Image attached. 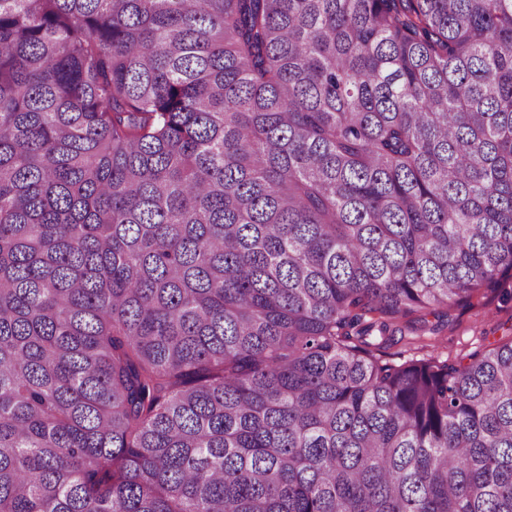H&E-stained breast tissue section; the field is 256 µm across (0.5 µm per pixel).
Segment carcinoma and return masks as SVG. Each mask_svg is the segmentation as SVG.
Here are the masks:
<instances>
[{
  "instance_id": "cac0c4a2",
  "label": "carcinoma",
  "mask_w": 512,
  "mask_h": 512,
  "mask_svg": "<svg viewBox=\"0 0 512 512\" xmlns=\"http://www.w3.org/2000/svg\"><path fill=\"white\" fill-rule=\"evenodd\" d=\"M512 0H0V512H512ZM448 326L439 327L436 333H431L428 328L414 334L406 332L405 340L391 346L386 350L396 362H402L417 355L418 350H409L407 339L411 336H424L421 344L435 345L444 356L454 358L471 352L488 341H493V336L499 338L510 333L512 325V299L504 298L499 293H491L474 301L472 307L463 306L451 311Z\"/></svg>"
}]
</instances>
